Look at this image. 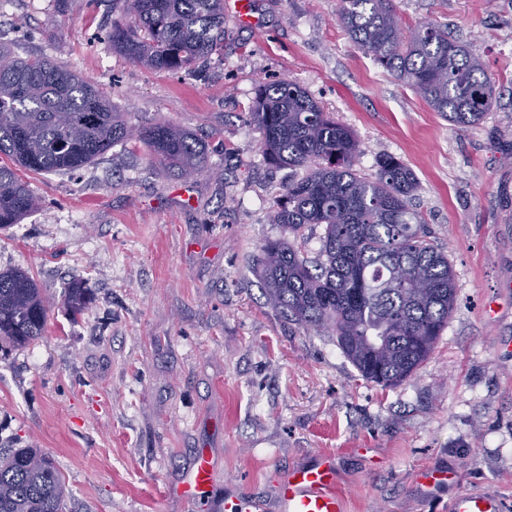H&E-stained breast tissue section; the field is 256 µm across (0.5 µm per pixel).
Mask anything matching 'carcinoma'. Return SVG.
Returning <instances> with one entry per match:
<instances>
[{
  "label": "carcinoma",
  "instance_id": "1",
  "mask_svg": "<svg viewBox=\"0 0 512 512\" xmlns=\"http://www.w3.org/2000/svg\"><path fill=\"white\" fill-rule=\"evenodd\" d=\"M112 49L149 70L180 72L224 50V0H113ZM354 45L436 112L466 127L496 101L480 60L446 25L404 29L392 0H340ZM0 229L40 206L19 171L74 172L130 138L123 113L93 84L49 58L0 45ZM251 117L268 164L307 167L276 200L273 222L295 236L324 226L318 258L281 239L261 247L266 302L306 328L328 329L360 376L400 385L428 359L456 301L452 265L410 207L411 170L391 155L368 178L355 169L359 143L302 87L259 85ZM153 162L185 174L209 165L205 146L173 125L139 128ZM75 314L91 303L80 282L65 288ZM48 323L40 288L21 270L0 271V351L38 341ZM61 472L41 449L0 450V512H64Z\"/></svg>",
  "mask_w": 512,
  "mask_h": 512
}]
</instances>
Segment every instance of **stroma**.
Returning <instances> with one entry per match:
<instances>
[{"label": "stroma", "mask_w": 512, "mask_h": 512, "mask_svg": "<svg viewBox=\"0 0 512 512\" xmlns=\"http://www.w3.org/2000/svg\"><path fill=\"white\" fill-rule=\"evenodd\" d=\"M10 0L0 43L95 82L135 127L171 124L206 146L185 177L120 142L73 173H24L42 204L0 231V269L49 302L37 342L0 353V447L36 443L66 512H224L273 505L296 466L334 454L345 512H448L455 471L512 497V0H394L403 27L447 24L494 82L479 123L458 127L359 50L339 0H253L259 29L224 18L206 67L153 72L113 51L112 0ZM305 88L360 142L373 176L389 154L413 173L411 207L448 256L456 303L429 358L393 388L363 379L330 333L269 306L257 259L290 171L266 165L250 118L259 84ZM80 280L92 302L71 315ZM195 499L178 488L201 452Z\"/></svg>", "instance_id": "obj_1"}]
</instances>
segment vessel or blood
<instances>
[{
    "label": "vessel or blood",
    "instance_id": "obj_1",
    "mask_svg": "<svg viewBox=\"0 0 512 512\" xmlns=\"http://www.w3.org/2000/svg\"><path fill=\"white\" fill-rule=\"evenodd\" d=\"M213 477L206 457H199L185 476L180 494L193 498ZM345 494L341 490L333 455L322 454L308 466L294 468L283 482L278 497V512H344ZM448 512H512V499L493 489L459 487L448 501Z\"/></svg>",
    "mask_w": 512,
    "mask_h": 512
}]
</instances>
